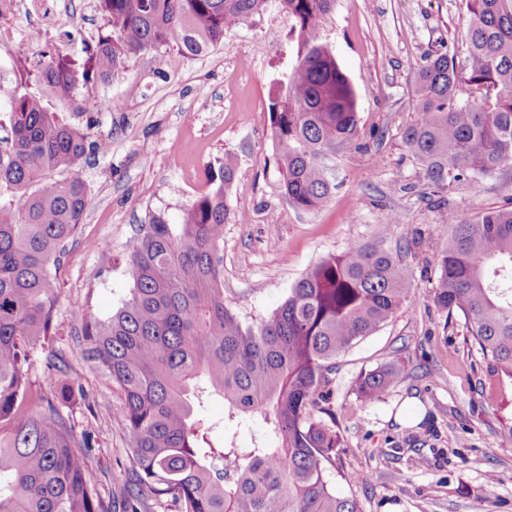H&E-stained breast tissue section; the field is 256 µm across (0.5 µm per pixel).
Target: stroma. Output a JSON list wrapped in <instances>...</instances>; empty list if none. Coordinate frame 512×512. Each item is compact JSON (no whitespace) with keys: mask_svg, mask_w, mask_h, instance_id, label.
<instances>
[{"mask_svg":"<svg viewBox=\"0 0 512 512\" xmlns=\"http://www.w3.org/2000/svg\"><path fill=\"white\" fill-rule=\"evenodd\" d=\"M55 3L68 47L102 31L98 0ZM468 20L465 0H336L323 37L355 90L357 135L322 159L334 189L310 212L288 204L271 136L270 98L296 61L291 21L277 6L199 55L173 47L131 58L108 81L88 83L77 107L0 55V90L41 95L47 111L102 144L60 173L89 185L80 231L58 270L56 345L69 367L33 374L48 394L66 379L82 386L86 398L72 411L95 436L91 479L101 493L111 492L113 471L128 461V436L112 418L120 393L83 359L72 310L82 304L95 319L110 318L130 296L127 248L140 225L152 213L180 224L211 191L209 172L230 158L236 175L226 201L244 220L224 227V296L245 322L272 312L308 269L355 240L377 237L391 248L421 241L407 256L415 299L338 358L330 376L324 406L339 441L337 493L356 499L361 512H512V440L502 433L512 425V385L499 396L482 392V356L463 319L430 299L434 254L449 224L463 210L512 205V163L450 183L436 201L402 141L416 118L419 69L440 52L465 65ZM390 212L399 223H386ZM396 358L407 377L381 400L362 403L358 377ZM412 397L423 421L398 424L397 410Z\"/></svg>","mask_w":512,"mask_h":512,"instance_id":"obj_1","label":"stroma"}]
</instances>
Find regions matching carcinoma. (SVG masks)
<instances>
[{"label": "carcinoma", "instance_id": "1", "mask_svg": "<svg viewBox=\"0 0 512 512\" xmlns=\"http://www.w3.org/2000/svg\"><path fill=\"white\" fill-rule=\"evenodd\" d=\"M292 19L297 60L271 97L272 139L285 196L309 212L329 198L320 167L357 134L354 89L322 35L335 0H99L106 31L72 56L82 78L107 81L132 56L187 55L224 42L271 2ZM465 72L446 53L417 74V118L402 140L434 191L487 176L512 161V0H465ZM40 81L76 100L75 79L49 63ZM465 82L480 97L462 100ZM7 148L0 150V512H112L91 481V437L65 411L82 386L46 395L32 370H57L62 352L54 310L66 243L88 205L84 181L54 178L98 143L47 112L28 93L7 92ZM235 176L186 209L178 230L161 214L128 250L130 298L105 322L76 307L81 353L120 392L113 418L129 437V464L112 481L129 508L149 499L177 512H360L336 493L331 470L338 437L322 418L336 358L378 330L416 296L405 251L366 238L314 265L284 302L247 325L224 298V225ZM434 264L436 308L465 321L485 363L481 389L512 382V206L460 213ZM405 374L395 359L362 375L357 396L373 402ZM224 399V423L259 416L267 435L249 448L227 433L210 442L200 410Z\"/></svg>", "mask_w": 512, "mask_h": 512}]
</instances>
